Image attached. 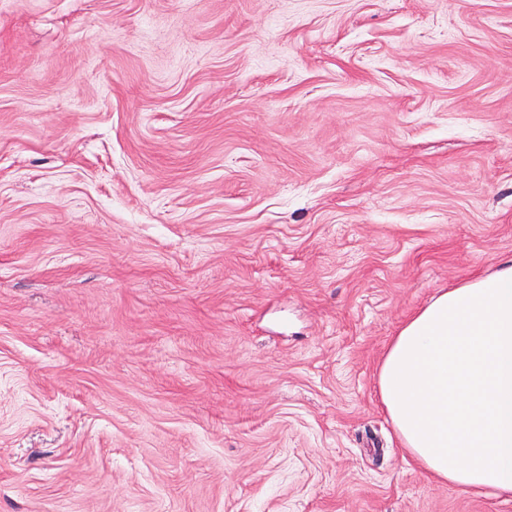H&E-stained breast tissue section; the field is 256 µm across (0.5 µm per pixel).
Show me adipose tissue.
Returning <instances> with one entry per match:
<instances>
[{
	"instance_id": "adipose-tissue-1",
	"label": "adipose tissue",
	"mask_w": 512,
	"mask_h": 512,
	"mask_svg": "<svg viewBox=\"0 0 512 512\" xmlns=\"http://www.w3.org/2000/svg\"><path fill=\"white\" fill-rule=\"evenodd\" d=\"M378 395L430 478L512 500V264L411 317L380 362Z\"/></svg>"
}]
</instances>
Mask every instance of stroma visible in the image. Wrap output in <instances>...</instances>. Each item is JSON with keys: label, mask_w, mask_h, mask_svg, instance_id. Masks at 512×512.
<instances>
[{"label": "stroma", "mask_w": 512, "mask_h": 512, "mask_svg": "<svg viewBox=\"0 0 512 512\" xmlns=\"http://www.w3.org/2000/svg\"><path fill=\"white\" fill-rule=\"evenodd\" d=\"M512 260V0H0V512H512L377 371Z\"/></svg>", "instance_id": "1"}]
</instances>
